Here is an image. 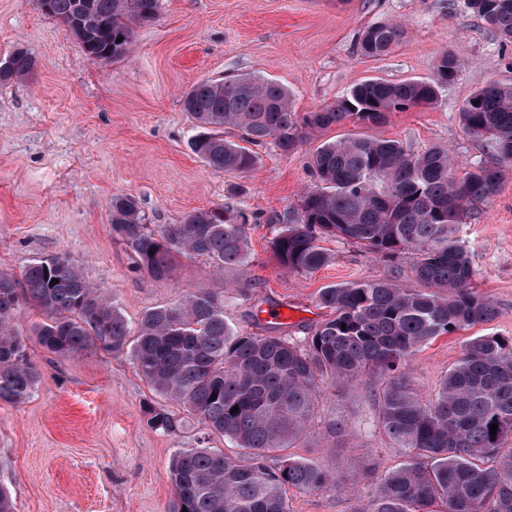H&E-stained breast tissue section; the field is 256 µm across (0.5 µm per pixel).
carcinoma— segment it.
I'll use <instances>...</instances> for the list:
<instances>
[{
	"label": "carcinoma",
	"instance_id": "1",
	"mask_svg": "<svg viewBox=\"0 0 512 512\" xmlns=\"http://www.w3.org/2000/svg\"><path fill=\"white\" fill-rule=\"evenodd\" d=\"M48 2L46 15L64 24L72 20L75 0ZM94 2L93 15L76 34L94 62L124 57L133 26L159 16L160 0ZM463 5L512 45V0ZM404 38L400 24L368 25L357 35L356 52L378 60ZM7 61L1 82L34 66L23 48ZM460 69L458 58L444 50L426 79L367 78L334 105L301 117L276 82L204 79L182 96L184 111L202 129L190 148L212 169L249 172L258 160L254 146L271 143L288 156L333 125L349 121L375 129L395 112L433 106ZM459 117L463 131L487 146V157L461 174L441 145L414 152L378 135L322 143L308 167L311 184L299 199V219L275 225L270 240L278 264L305 276L332 262L320 246L327 237L388 259L412 249V273L423 287L392 278L328 286L316 304L331 317L307 327V335L260 336L231 327L224 297L213 293L156 306L133 324L87 282L70 255L34 259L19 278L0 272V404L25 403L40 382L17 322L18 311L29 305L43 316L31 329L42 348L63 358L91 345L126 353L158 393L201 424L197 445L172 459L170 512H290L291 488L346 491L342 477L286 450L304 438L328 390L375 376L376 423L403 449V460L381 477L366 504L350 512H512V448H504L512 440V337L467 341L429 400L409 370L424 344L489 324L498 313L495 302L472 286L474 272L457 230L473 217L472 205L490 199L512 177V85L492 82L473 91ZM226 126L239 130L238 141L224 138ZM109 223L133 272L154 280L170 277L177 255L202 258L218 273L248 264L249 217L230 206L156 225L146 222L135 197L126 196L112 200ZM144 418L155 432L175 434L183 427L163 405H146ZM212 434L232 442L239 455L206 446Z\"/></svg>",
	"mask_w": 512,
	"mask_h": 512
}]
</instances>
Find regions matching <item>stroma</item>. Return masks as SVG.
I'll return each instance as SVG.
<instances>
[{
  "label": "stroma",
  "mask_w": 512,
  "mask_h": 512,
  "mask_svg": "<svg viewBox=\"0 0 512 512\" xmlns=\"http://www.w3.org/2000/svg\"><path fill=\"white\" fill-rule=\"evenodd\" d=\"M391 21L405 26V41L378 61L357 56L359 30ZM20 47L35 60L32 72L0 83V271L16 274L30 260L67 253L129 321L207 292L224 296L233 328L259 335L324 319L315 298L330 285L411 281L415 253L389 260L332 239L325 243L334 255L329 266L308 276L281 268L269 246L272 227L297 217L313 153L360 126L331 127L288 157L260 146L249 173L214 170L189 148L197 129L182 107L184 92L203 79L263 78L286 87L302 115L333 105L369 77H429L447 51L462 67L435 107L394 113L378 132L416 152L448 147L466 164L484 156L485 143L463 132V101L490 81L512 85V46L503 47L462 0H160L156 22L135 27L127 56L109 63L88 60L34 0H0V59ZM126 195L152 224H178L189 212L227 204L244 211L252 218L248 266L218 275L182 257L163 281L132 272L108 221L112 199ZM478 210L459 236L476 271L473 286L495 300L498 315L415 353L410 368L426 399L467 340L512 336V179ZM278 307L288 308L287 322L267 320L266 311ZM29 352L40 372L37 390L25 404L0 405V477L14 512H168L171 461L195 446L201 425L171 401L184 430H149L143 407L154 393L126 354L91 346L59 358L35 344ZM374 384L365 378L327 393L296 450L344 476L348 494L293 490L291 512H349L402 460L375 422ZM332 416L350 437L327 436Z\"/></svg>",
  "instance_id": "stroma-1"
}]
</instances>
